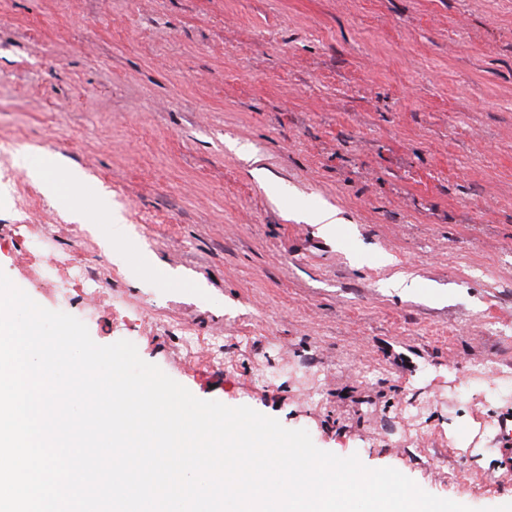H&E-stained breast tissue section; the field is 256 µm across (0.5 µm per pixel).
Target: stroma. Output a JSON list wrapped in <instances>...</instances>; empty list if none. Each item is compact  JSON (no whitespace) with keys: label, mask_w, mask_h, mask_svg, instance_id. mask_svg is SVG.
Returning a JSON list of instances; mask_svg holds the SVG:
<instances>
[{"label":"stroma","mask_w":512,"mask_h":512,"mask_svg":"<svg viewBox=\"0 0 512 512\" xmlns=\"http://www.w3.org/2000/svg\"><path fill=\"white\" fill-rule=\"evenodd\" d=\"M21 154L84 171L85 223ZM323 208L337 234L301 217ZM61 254L97 300L60 290ZM0 271L199 399L474 512L512 503V398L467 372L512 384V0H0ZM106 244L112 249V255L117 262L134 259V251L128 243L127 224H123L121 219L111 217L107 224Z\"/></svg>","instance_id":"stroma-1"}]
</instances>
